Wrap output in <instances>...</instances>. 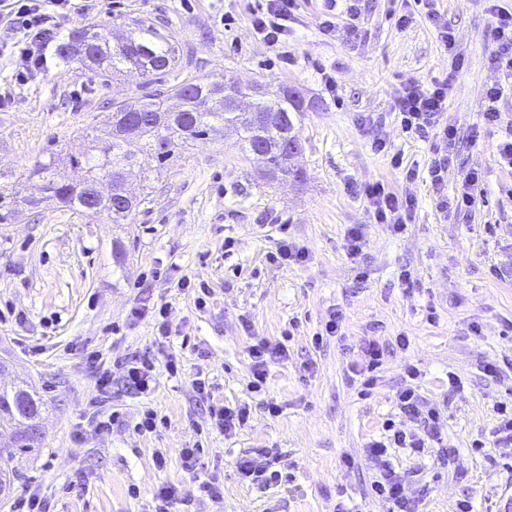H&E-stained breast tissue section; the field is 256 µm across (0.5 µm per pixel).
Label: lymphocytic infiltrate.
Listing matches in <instances>:
<instances>
[{
  "label": "lymphocytic infiltrate",
  "instance_id": "obj_1",
  "mask_svg": "<svg viewBox=\"0 0 512 512\" xmlns=\"http://www.w3.org/2000/svg\"><path fill=\"white\" fill-rule=\"evenodd\" d=\"M488 2L490 35L497 45L490 63L504 78L512 80V11L500 6L498 0ZM0 7L19 23L18 35L12 44L16 65L29 74L39 71L47 62L49 46L58 38L61 30L58 19L68 13L70 0H0ZM296 8L297 0H262L251 12L252 26L266 42L285 44L288 22ZM447 97V83L426 86L414 82L399 96L396 107L404 129L422 137L435 133L437 141L433 147L435 157L429 168L430 184L439 195L438 208L443 211L451 208L459 213L473 204L481 176L476 172L467 173L455 200L444 196V173L448 169L449 151L457 137L454 126L443 121ZM359 192L369 202L377 223L388 225L395 233L405 229L404 218L415 204L412 197L397 195L378 182L361 185ZM192 388L199 399L208 400L209 416L224 435H235L247 425L251 413L249 405L210 402L211 387L202 376L193 379ZM396 405L405 418L419 422L421 429L407 431L391 424L383 439L369 442L366 454L377 470L372 490L379 499L391 504L395 512H415L413 500L405 492L406 477L395 471L388 453L393 448L424 452L428 441L437 437L442 416L411 384L397 391ZM278 460L273 449L254 448L238 457L235 466L241 480L266 486L279 480L280 473L275 469Z\"/></svg>",
  "mask_w": 512,
  "mask_h": 512
}]
</instances>
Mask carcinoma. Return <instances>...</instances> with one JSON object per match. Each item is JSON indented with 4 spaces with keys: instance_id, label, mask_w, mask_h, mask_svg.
Listing matches in <instances>:
<instances>
[{
    "instance_id": "cac0c4a2",
    "label": "carcinoma",
    "mask_w": 512,
    "mask_h": 512,
    "mask_svg": "<svg viewBox=\"0 0 512 512\" xmlns=\"http://www.w3.org/2000/svg\"><path fill=\"white\" fill-rule=\"evenodd\" d=\"M84 28H75L57 47V58L66 65L76 63L84 70L96 75L116 76L123 70L134 68L145 77L143 93L133 100H123L119 107L112 109V125L103 134L94 137L93 153L84 159H70L71 173H62L55 167V157L38 161L24 173V178L39 182L41 196L36 200L14 195L0 194V224H7L20 203H29L39 208L43 202L52 201L60 208L73 211L84 209L92 194L93 184L116 167L130 173L141 165L144 156L164 164L176 151H183L197 139L206 136L214 139L224 137V128L231 126L237 134L240 150L249 152L259 144L268 150V173L274 179L304 180V174L292 170L284 158L281 142L286 135L299 140L295 121L308 110L296 98L295 90L288 85L269 92L266 87L258 88L255 102L248 118L232 110L231 101L245 93L235 85L219 83L222 99L213 98L212 84L197 77L186 79L181 84L164 88L165 75L178 67H185L183 58L170 37L152 27L140 28L137 38H129L112 46L105 28H99L94 40L82 37ZM184 96L181 108L168 123H157V114L167 111L170 96ZM278 107L281 120L269 123L264 114L269 104ZM141 201L123 202L114 199L101 204L100 211L106 213L112 223L123 224ZM42 402L36 395L23 388L0 389V422L22 424L19 434L20 450L34 447L40 442L31 438L29 431L39 427L38 419Z\"/></svg>"
}]
</instances>
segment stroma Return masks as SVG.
<instances>
[{
  "instance_id": "stroma-1",
  "label": "stroma",
  "mask_w": 512,
  "mask_h": 512,
  "mask_svg": "<svg viewBox=\"0 0 512 512\" xmlns=\"http://www.w3.org/2000/svg\"><path fill=\"white\" fill-rule=\"evenodd\" d=\"M107 2L108 10L68 15L65 29L102 25L121 39L150 25L192 59L170 83L193 76L272 90L287 83L314 99L316 110L297 125L305 179L270 178L264 161L240 151L231 134L196 141L162 168L145 160L128 189L151 192L152 200L130 223L46 202L0 224V360L8 364L0 386H22L47 403L39 447L7 463L17 476L0 512L28 491L50 512H152L162 484L189 498L174 512H336L340 502L350 512H387L372 493L376 469L365 448L387 420L412 428L395 405L409 365L420 371L421 395L440 409L443 445L454 451L442 461L434 451L417 457L392 449L419 512H456L462 499L473 512H500L512 497V456L493 447L491 430L495 406L512 402V170L495 150L501 126L483 125L484 91L500 79L489 63L495 44L484 0H436L455 37L451 52L414 0H362L353 25L343 0L332 10L325 0H299L288 42L277 47L252 29L254 0ZM330 11L336 33L326 36L319 21ZM436 80L448 83L443 119L458 131L444 191L455 196L469 170L482 177L463 214L437 208L428 177L435 140L405 133L395 112L408 83ZM141 82L130 69L105 81L54 62L28 78L0 57V93L10 94L0 106V189L32 193L23 172L58 143L67 154L56 166L67 170L68 154L90 146L79 129L107 128L104 101L133 97ZM378 132L386 138L381 152L372 147ZM376 181L414 198L403 233L377 223L367 200L349 190ZM356 224L364 243L353 257L347 232ZM285 240L304 248L305 262L276 261ZM404 270L411 286L399 281ZM184 278L208 286L205 308L195 306L193 287L178 288ZM161 303L169 321L163 339L152 317H130ZM334 308L343 313L339 335L315 344ZM401 333L403 348L395 343ZM257 337L284 344L288 354L254 393L248 350ZM368 341L383 346L384 360L366 392L353 369ZM92 352L112 372V392L100 404ZM134 354L156 363L151 395L122 382L121 364ZM171 354L181 364L176 376L165 369ZM489 363L499 374L485 373ZM199 374L216 401L250 404L242 431L229 437L211 424L191 386ZM271 402L278 415L267 412ZM148 407L163 423L137 432ZM96 411L116 413L110 434L88 431ZM478 441L483 449H475ZM194 446L200 455L191 476L179 451ZM251 448L279 453L281 483L258 488L238 478L235 460ZM214 477L224 484L219 499L198 489Z\"/></svg>"
}]
</instances>
